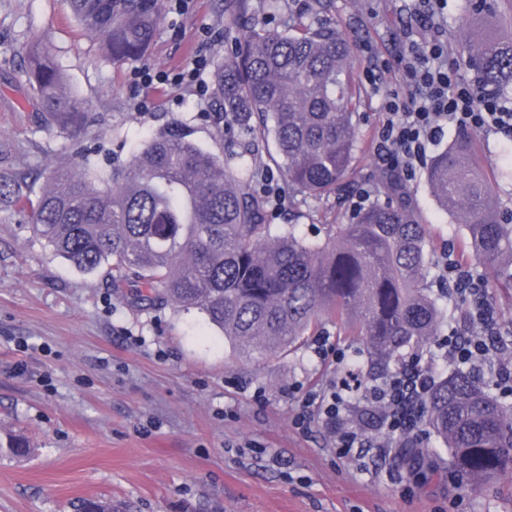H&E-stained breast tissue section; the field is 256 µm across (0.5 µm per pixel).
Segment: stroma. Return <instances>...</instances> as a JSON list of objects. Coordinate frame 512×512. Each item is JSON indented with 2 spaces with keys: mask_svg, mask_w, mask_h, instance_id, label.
<instances>
[{
  "mask_svg": "<svg viewBox=\"0 0 512 512\" xmlns=\"http://www.w3.org/2000/svg\"><path fill=\"white\" fill-rule=\"evenodd\" d=\"M418 0H329L324 11L354 46L360 87L358 148L348 190L378 188L374 154L385 118L383 91L407 93L393 63L409 44L445 29L457 80L474 78L467 47L482 32L464 21L465 0H445L434 21ZM224 0L165 8L142 62L106 60L74 21L66 0H0V175L39 195L76 151L100 167L128 164L137 144L171 127L215 152L235 135L217 129L212 66L227 52ZM47 44L66 86L91 123L81 141L50 126L26 82L30 44ZM209 67L197 83L133 91L139 65L186 68L199 49ZM479 160L496 178V206L512 213V140L477 135ZM407 187L433 244L428 279L439 282L448 245L465 234L461 215L440 210L417 170ZM283 199L269 223L311 239L354 217L345 197ZM313 343L245 362L199 310L138 307L105 272L85 273L57 257L24 213L0 209V439L26 438L18 457L0 449V512H74L79 499L115 512H512V480L472 485L445 471L414 478L396 448L338 457L322 424L296 421L309 395L334 376Z\"/></svg>",
  "mask_w": 512,
  "mask_h": 512,
  "instance_id": "stroma-1",
  "label": "stroma"
}]
</instances>
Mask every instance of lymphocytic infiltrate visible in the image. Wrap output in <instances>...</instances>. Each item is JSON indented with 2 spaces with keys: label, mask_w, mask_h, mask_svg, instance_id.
I'll return each mask as SVG.
<instances>
[{
  "label": "lymphocytic infiltrate",
  "mask_w": 512,
  "mask_h": 512,
  "mask_svg": "<svg viewBox=\"0 0 512 512\" xmlns=\"http://www.w3.org/2000/svg\"><path fill=\"white\" fill-rule=\"evenodd\" d=\"M443 55L441 42L433 39L412 47L399 61L415 95L406 103L396 92L385 94L386 119L378 134L375 155L386 170L413 176L429 148L451 124L512 138V107L485 95L477 84L453 86ZM442 275L448 281L450 294L467 304L468 320L478 330L474 336L449 332L438 343L442 358L490 374L496 388L511 392L512 357L488 338L495 313L486 300L483 278L451 254L444 257ZM433 382L431 366L417 358L409 359L401 370L375 385L367 384L358 369L345 363L329 392L309 397L305 405L316 410L334 439L337 454L345 457L351 449L368 444L364 430L345 419L350 400L364 402L377 433L391 442L404 436L405 412L420 408L421 399Z\"/></svg>",
  "instance_id": "obj_1"
}]
</instances>
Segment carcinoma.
Listing matches in <instances>:
<instances>
[{
  "label": "carcinoma",
  "instance_id": "1",
  "mask_svg": "<svg viewBox=\"0 0 512 512\" xmlns=\"http://www.w3.org/2000/svg\"><path fill=\"white\" fill-rule=\"evenodd\" d=\"M81 27L113 62L144 58L165 0H68ZM238 26L213 72L215 112L234 125L239 159L170 129L143 140L126 166L98 167L85 155L31 199L0 177V205L29 215L34 235L76 268L108 266L112 284L131 281L140 301L198 309L247 359L285 353L326 319L355 336L362 355L386 371L405 349L428 348L448 311L427 286V231L398 175L380 177V198L348 224L307 241L266 222L270 197L248 188V161L275 147L288 189L305 202L346 183L357 144L353 49L314 9L287 12L281 29L257 24L252 0H230ZM467 64L483 91H512V33L475 41ZM46 121L77 137L84 104L68 91L49 47L32 44L25 69ZM470 135L434 156L426 179L438 206L463 212L470 259L490 270L486 287L512 288V224L495 211V182ZM418 424L448 451L408 436L412 465L445 467L475 483L512 478V412L469 372L433 383Z\"/></svg>",
  "mask_w": 512,
  "mask_h": 512
}]
</instances>
